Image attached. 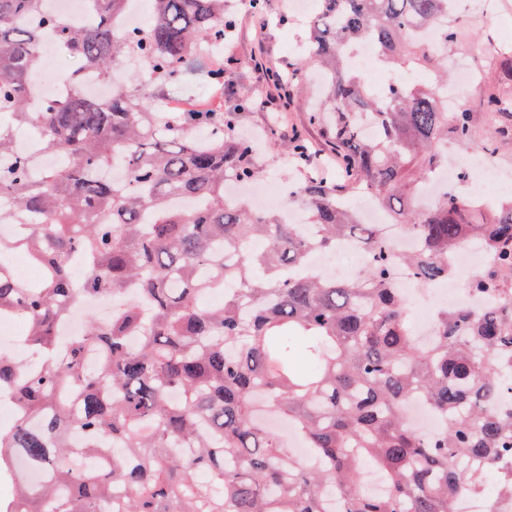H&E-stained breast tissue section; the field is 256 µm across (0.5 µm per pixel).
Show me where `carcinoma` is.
Instances as JSON below:
<instances>
[{
	"instance_id": "cac0c4a2",
	"label": "carcinoma",
	"mask_w": 512,
	"mask_h": 512,
	"mask_svg": "<svg viewBox=\"0 0 512 512\" xmlns=\"http://www.w3.org/2000/svg\"><path fill=\"white\" fill-rule=\"evenodd\" d=\"M46 0H0V321L43 358L23 371L0 356V396L19 415L0 428V512H455L497 475L512 500V202L491 214L448 189L426 208L417 191L448 162L442 145L496 152L512 146V111L488 95L480 111H448L446 49L459 40L456 0H319L307 18L298 83L316 63L328 74L323 106L308 115L331 144L344 181L295 178L288 201L305 223L230 204L225 186L258 179L264 162L240 136L243 101L228 111L172 120L162 92L183 80L200 47L234 27L224 0H150L151 17L123 28L127 0H91L93 25L75 29ZM447 22L432 42L428 30ZM51 35L78 68L72 95L31 108L39 44ZM369 39L381 67L423 66L438 81L376 90L349 66ZM148 63L102 104L79 92L86 69L108 76L128 57ZM367 115L372 135L359 126ZM491 127L492 141L476 136ZM33 127L62 164L36 168L13 136ZM113 167L126 177L109 183ZM416 238L398 256L347 199L357 190ZM350 239L369 252L347 280L309 265ZM466 239L491 256L472 290L493 302L471 313L439 306L419 342L412 307L393 279L401 262L424 286L448 280V258ZM265 247L257 252L253 242ZM39 268L30 281L6 259ZM124 297L112 320H89L58 355V336L80 299ZM99 353L86 367L85 352ZM414 399L444 417L417 433ZM288 422L294 446L268 418ZM387 492L364 488L365 468ZM42 477L32 485L26 473ZM206 477H201V474Z\"/></svg>"
}]
</instances>
